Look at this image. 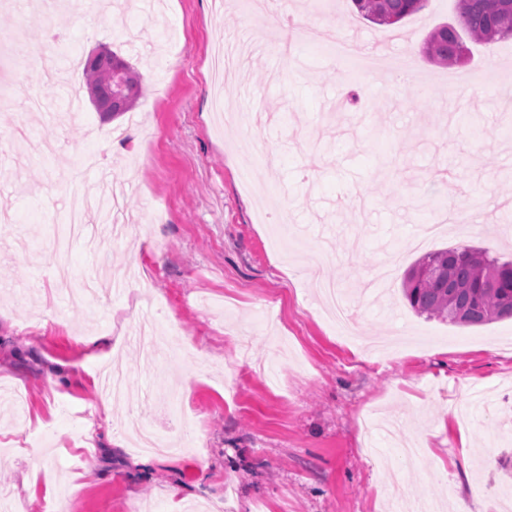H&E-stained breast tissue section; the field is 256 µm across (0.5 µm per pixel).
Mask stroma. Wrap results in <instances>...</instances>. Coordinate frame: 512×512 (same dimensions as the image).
Instances as JSON below:
<instances>
[{"mask_svg": "<svg viewBox=\"0 0 512 512\" xmlns=\"http://www.w3.org/2000/svg\"><path fill=\"white\" fill-rule=\"evenodd\" d=\"M133 2L123 13L50 15L78 59L105 46L138 70L142 94L129 113L102 117L79 72L52 84L35 60L0 74L11 97L0 139L22 124L63 146L50 159L0 152V212L13 217L0 223V488L20 512H185L208 500L224 512H393L389 477L402 442L416 439L420 462L403 475L410 498L451 512L454 495L471 494L473 512H495L493 489H512V320H429L403 298L401 277L371 281L400 248L408 266L458 246L512 258V208L502 203L512 102L491 86L463 96L448 87L511 75L512 37L471 43L466 63L439 65L422 58L424 40L457 23V0H429L398 26L363 19L351 0H288L308 25H336L354 60L381 58L347 81L316 45L269 50L256 37L267 17L247 15L240 0ZM221 41L255 50L219 88L208 59ZM411 55L420 66L397 83L388 61ZM67 96L79 112L66 114ZM244 139L255 145L252 192L240 179ZM88 151L132 186L111 211L126 230L98 247L74 239L64 286L53 242L66 230L65 174ZM450 205L466 208L468 223L408 249L433 209ZM283 209L300 242L278 249L268 231ZM323 239V274L355 315V342L337 336L309 286L302 258ZM131 270L140 283L119 295L72 297ZM141 310L196 361L145 358L132 339ZM89 336L110 345L90 356ZM115 365L159 435L187 418L184 450L134 467L127 405L101 400Z\"/></svg>", "mask_w": 512, "mask_h": 512, "instance_id": "1", "label": "stroma"}]
</instances>
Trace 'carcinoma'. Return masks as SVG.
<instances>
[{"label":"carcinoma","mask_w":512,"mask_h":512,"mask_svg":"<svg viewBox=\"0 0 512 512\" xmlns=\"http://www.w3.org/2000/svg\"><path fill=\"white\" fill-rule=\"evenodd\" d=\"M428 0H352L357 13L379 25L393 26L424 10ZM458 25L434 28L424 43V54L441 64L454 63L464 37L479 43L512 37V0H463ZM131 69L108 52L84 68L86 85L104 92L115 68ZM141 85L128 81L122 105L114 115L133 107ZM403 295L415 313L450 325L481 326L512 318V261L491 257L469 246L439 249L419 258L403 279Z\"/></svg>","instance_id":"carcinoma-1"}]
</instances>
